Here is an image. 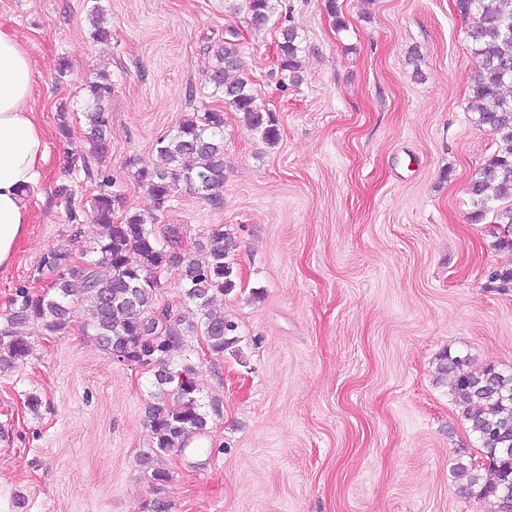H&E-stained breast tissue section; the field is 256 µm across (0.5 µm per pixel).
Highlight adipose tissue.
Segmentation results:
<instances>
[{"label":"adipose tissue","instance_id":"obj_1","mask_svg":"<svg viewBox=\"0 0 512 512\" xmlns=\"http://www.w3.org/2000/svg\"><path fill=\"white\" fill-rule=\"evenodd\" d=\"M35 69L20 39L0 29V269L31 222L29 189L44 177L46 135L34 108Z\"/></svg>","mask_w":512,"mask_h":512}]
</instances>
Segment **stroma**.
Listing matches in <instances>:
<instances>
[{
  "label": "stroma",
  "instance_id": "1",
  "mask_svg": "<svg viewBox=\"0 0 512 512\" xmlns=\"http://www.w3.org/2000/svg\"><path fill=\"white\" fill-rule=\"evenodd\" d=\"M100 4L105 44L90 37V0H0V29L35 63L48 141L32 222L0 271V314L44 254L81 253L102 232L88 218L94 183L72 180L75 223L56 189L89 154L83 86L106 68L102 169L125 211L176 230L179 252L198 261L212 230L238 241L221 304L237 344L219 357L200 331L183 338L211 432L159 458L170 512H490L454 478L483 452L437 379L446 353L512 371V290L486 275L512 267V251L495 247L489 220L471 221L466 193L497 145L470 108L477 61L455 0H336L333 14L326 0H281L261 32L225 0ZM287 21L302 69L283 85ZM229 28L280 140L268 146L225 110L221 205L183 188L155 214L133 174L185 113L217 107L207 47ZM88 319L79 306L63 334L23 327L30 355L0 371V512H142L153 497L139 464L153 374L101 350Z\"/></svg>",
  "mask_w": 512,
  "mask_h": 512
}]
</instances>
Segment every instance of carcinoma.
I'll return each instance as SVG.
<instances>
[{
	"mask_svg": "<svg viewBox=\"0 0 512 512\" xmlns=\"http://www.w3.org/2000/svg\"><path fill=\"white\" fill-rule=\"evenodd\" d=\"M456 10L469 20L467 37L479 61V72L468 92L476 123L487 128L497 149L471 179L468 194L477 221L492 215L496 246L512 249V0H455ZM248 25L264 29L278 10V0H246ZM91 38L106 41L111 31L104 25V9L94 5ZM301 36L296 26L279 28L277 63L281 80L299 82ZM212 65L207 75L211 95L224 101L268 145L280 140L278 119L258 101L249 81L236 77L241 68L239 32L231 28L224 39L208 46ZM112 80L104 70L86 83L85 137L92 154L106 151L110 124L108 102ZM155 161L135 172L157 211L170 207L173 188L183 183L199 197L218 205L224 187V112L206 109L181 118L155 144ZM84 176L96 182L90 199V218L106 228L96 246L75 258L67 248L44 255L37 280L49 276V291L36 293L30 286L17 287L8 313L0 321V366L14 367L25 361L30 345L17 334L22 324H35L56 335L71 323L74 308L86 304L92 316L86 329L98 346L117 357L144 366H154L156 402L146 411V426L152 433V448L141 454L140 465L149 473L155 490L169 480V472L154 466L155 458L174 449L186 450L194 438L208 434L210 416L193 378V367L182 356L183 324L199 329L208 350L218 356L238 342L236 327L214 311L219 298L236 287L234 256L238 243L228 230H217L208 240L209 261L202 264L180 256L174 240L164 245L155 228L137 213H125L115 182L89 162L81 165ZM178 271L185 297L196 308L198 321L164 309L155 313L161 278ZM159 318H154V315ZM179 360H174V357ZM438 373L449 382L451 395L477 437L488 470L472 462H459L455 475L460 489L490 503L493 512H512V373L488 365L470 369L467 356H444Z\"/></svg>",
	"mask_w": 512,
	"mask_h": 512,
	"instance_id": "1",
	"label": "carcinoma"
}]
</instances>
